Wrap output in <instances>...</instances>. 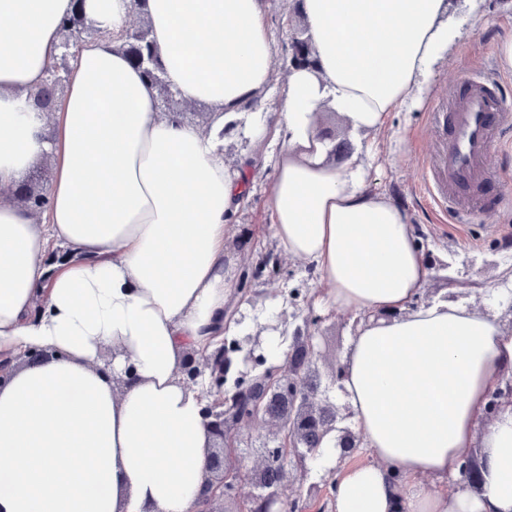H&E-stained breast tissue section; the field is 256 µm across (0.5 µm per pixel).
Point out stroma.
Segmentation results:
<instances>
[{"label":"stroma","instance_id":"35a3bbf8","mask_svg":"<svg viewBox=\"0 0 512 512\" xmlns=\"http://www.w3.org/2000/svg\"><path fill=\"white\" fill-rule=\"evenodd\" d=\"M453 4L454 18L462 30V39L453 50L455 61L439 70L419 109L391 113L388 132L394 141L372 147L367 180L399 204L432 263V275L420 302L452 293L480 310L500 314L512 330V134L495 142L487 161L489 190L466 223H449L422 190L423 172L437 150L431 115L445 107L449 89L487 65L497 70L505 90L512 93V71L501 69L497 57L499 42L512 37V0H483L484 24L475 32L465 23L466 0H453ZM267 23L273 36L276 67L265 99L244 114L249 124L258 119L275 123L288 79L284 67L288 44L292 36L305 33V22L292 0H267ZM279 148V140L269 137L257 141L245 131L232 132L224 139L227 168H235L246 154L255 161L250 196L227 224L226 258L236 273L245 262H257L268 253L279 257L283 264L278 274L256 278L251 294L244 296L230 289L227 321L233 329L224 336L228 342L285 321L302 323L314 309L317 297L326 291L314 266L285 253L270 230L271 159ZM357 328L356 316L334 310L326 312L323 321L313 327L321 354L317 364L320 376H328L332 365L343 364Z\"/></svg>","mask_w":512,"mask_h":512}]
</instances>
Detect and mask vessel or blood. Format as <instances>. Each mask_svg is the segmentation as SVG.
<instances>
[{
    "label": "vessel or blood",
    "mask_w": 512,
    "mask_h": 512,
    "mask_svg": "<svg viewBox=\"0 0 512 512\" xmlns=\"http://www.w3.org/2000/svg\"><path fill=\"white\" fill-rule=\"evenodd\" d=\"M512 118V101L497 75L479 71L448 93L445 111L432 115L439 153L426 168L423 189L439 211L464 222L477 199L462 201L463 190L486 183L489 152Z\"/></svg>",
    "instance_id": "b4317fda"
}]
</instances>
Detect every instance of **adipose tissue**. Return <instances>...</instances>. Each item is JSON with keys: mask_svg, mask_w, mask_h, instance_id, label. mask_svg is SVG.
<instances>
[{"mask_svg": "<svg viewBox=\"0 0 512 512\" xmlns=\"http://www.w3.org/2000/svg\"><path fill=\"white\" fill-rule=\"evenodd\" d=\"M72 0H0V356L44 358L0 386V512H191L210 435L185 351L223 335L226 224L255 166L227 169L225 125L275 70L265 0H147L150 37L178 97L211 106L209 132L160 115L125 56L131 0H86L100 29L52 119L33 110ZM317 64L292 69L275 125L272 235L314 265L320 304L362 323L342 387L371 462L335 469L334 512H512V330L455 302L418 303L431 268L396 202L371 188L362 149L343 164L319 114L376 136L421 106L462 32L450 0H299ZM55 176L42 223L4 196L42 155ZM67 259L49 258L52 243ZM118 351L112 371L99 367ZM134 380L115 389L125 362ZM475 456V484L460 483ZM434 485L419 486L422 477ZM458 480L454 494L441 484Z\"/></svg>", "mask_w": 512, "mask_h": 512, "instance_id": "1", "label": "adipose tissue"}]
</instances>
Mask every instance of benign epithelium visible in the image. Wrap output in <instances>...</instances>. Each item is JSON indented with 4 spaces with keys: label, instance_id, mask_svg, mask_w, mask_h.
I'll use <instances>...</instances> for the list:
<instances>
[{
    "label": "benign epithelium",
    "instance_id": "obj_1",
    "mask_svg": "<svg viewBox=\"0 0 512 512\" xmlns=\"http://www.w3.org/2000/svg\"><path fill=\"white\" fill-rule=\"evenodd\" d=\"M82 27H68L62 34L66 57L62 64L54 67L55 87L60 89L66 83L61 72L67 70V58L75 57V48L82 45V35L91 25L80 18ZM148 30L128 27L125 32V45L129 57L145 71L157 89L164 90L169 98L177 93L165 80L156 56L138 53V45ZM291 65L311 67L308 48L304 42L294 39L289 54ZM24 207L40 221L47 208L46 194L29 182H21L13 190ZM321 322L319 316H309L304 326L295 328L290 363L266 368L252 375L264 383L260 389L248 386L241 396V404L229 411L224 407V375L227 363L224 361V348L208 354L192 349L185 353L181 367V382L189 389L206 376L217 398L204 401L202 414L207 420L212 444L207 451L206 478L195 502L193 512H289L291 504L304 498L308 501L318 496L316 487L304 491L300 488L288 491V497L281 496V490L289 482L288 466L285 462L293 457L295 466L303 468L307 455L316 450L337 432L336 406L319 398L321 382L315 371L319 351L314 343L311 326ZM248 346L250 360L265 363V357L256 353L261 345V334L247 336L235 344L240 351ZM255 428L263 427L271 431V438L262 442L263 456L252 462L248 469L243 468L242 453L238 434L230 425ZM339 433V432H337ZM356 435L346 429L339 433L338 447L347 453L355 442ZM249 482L258 492L243 497L241 484Z\"/></svg>",
    "mask_w": 512,
    "mask_h": 512
}]
</instances>
